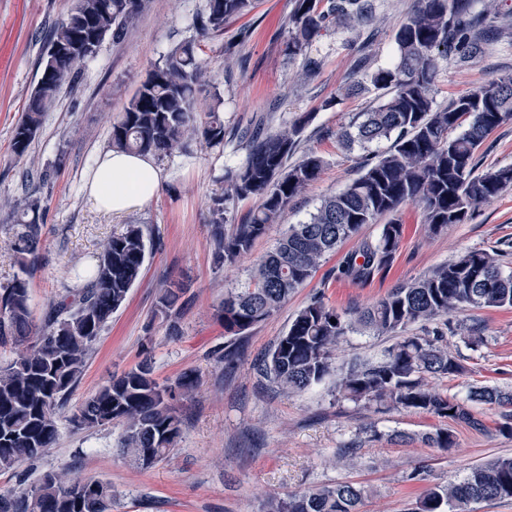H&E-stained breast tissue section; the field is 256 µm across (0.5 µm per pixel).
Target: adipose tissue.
<instances>
[{
  "label": "adipose tissue",
  "instance_id": "adipose-tissue-1",
  "mask_svg": "<svg viewBox=\"0 0 512 512\" xmlns=\"http://www.w3.org/2000/svg\"><path fill=\"white\" fill-rule=\"evenodd\" d=\"M165 179L154 157L111 150L102 155L89 181V196L102 211L128 213L149 203Z\"/></svg>",
  "mask_w": 512,
  "mask_h": 512
}]
</instances>
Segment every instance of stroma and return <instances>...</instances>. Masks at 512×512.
<instances>
[{
    "label": "stroma",
    "instance_id": "35a3bbf8",
    "mask_svg": "<svg viewBox=\"0 0 512 512\" xmlns=\"http://www.w3.org/2000/svg\"><path fill=\"white\" fill-rule=\"evenodd\" d=\"M206 4L149 0L126 38L119 43L105 40L77 83L61 91L45 114L28 161L14 156L13 131L38 80L45 36L66 15L71 0H0V199L29 191L45 207L39 262L32 275L35 320H42L49 302L75 285L76 271L94 263L112 232L139 224L150 241L140 283L105 326L60 412L56 442L42 456L0 473V491L36 484L48 473H66L111 483L112 512H264L269 497L351 482L368 490L361 512H411L417 488L406 477L414 467L427 466L428 483L457 482L473 465L512 455V438L459 427L456 448L448 453L418 443L400 444L392 441V434L429 431L438 427V419L339 399L330 378L286 396L256 364L315 295H323L339 312L362 308L398 284L474 250H506L504 268L512 271V189L482 205L469 222L451 225L436 236L429 234L417 205H403L402 240L386 269L362 282L337 277L345 254L359 242L378 239L381 224L364 225L277 314L247 336L225 333L216 309L226 291L244 287L252 262L215 264L208 203L219 192L226 167L245 161L247 146L232 141L204 151L195 144L188 153L163 160L166 180L159 194L140 210L112 216L92 205L88 181L100 155L110 148L113 119L152 66L185 40L197 41L210 75L196 112H207L218 96L229 128L252 127L263 116L275 127L309 116L299 151L322 158L321 174L257 241L253 254L261 256L288 225L307 220L325 197L341 192L361 174L369 152L344 148L337 134L374 104L375 95L346 94L345 83L349 76L365 73L357 50L364 39L372 41L371 66L397 63L395 33L412 0H378L370 27L332 26L296 56L287 50L292 0H255L247 16L227 23L223 33L203 38L195 21ZM310 58L317 67L305 79L301 73ZM508 73L512 30L506 28L468 66H460L453 52L440 59L436 103L445 106ZM475 162L481 171L512 164V121L487 137ZM33 163L49 169L47 181H27ZM172 279L183 281L187 299L175 336L154 315L158 292ZM468 315L484 324L485 342L472 349L459 337H449L466 371L439 383L460 399L472 386H512V308L472 309ZM392 343L391 337L369 330L351 333L333 363L377 359ZM230 345L236 356L228 364L224 351ZM145 359L162 383H173L190 368L200 375L195 393L174 402L184 422L181 437L163 461L147 469L122 456V425L78 430L70 421L101 384ZM353 440L359 448L353 465L346 466L338 456Z\"/></svg>",
    "mask_w": 512,
    "mask_h": 512
}]
</instances>
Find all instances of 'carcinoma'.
<instances>
[{"mask_svg":"<svg viewBox=\"0 0 512 512\" xmlns=\"http://www.w3.org/2000/svg\"><path fill=\"white\" fill-rule=\"evenodd\" d=\"M147 0H72L67 15L51 30L40 62V75L12 139L21 159L40 131L44 114L66 85L77 82L82 66L105 38L121 39L136 26ZM253 0H207L198 20L201 34L224 31V24L252 9ZM487 12L475 13L472 0H414L405 23L395 34L399 61L352 81L349 93L366 87L380 102L339 133L347 148H369L391 141L374 155L362 174L343 191L325 198L309 219L290 224L274 247L257 260L247 285L224 296L215 317L236 335L249 331L277 312L304 286L323 259L357 235L365 224L393 215L407 202L421 208L433 234L450 224L473 218L478 206L512 187V165L476 172L475 155L485 139L512 120V75H505L448 106H435L437 59L453 50L464 65L481 53L500 29L488 24ZM374 0H294L288 19V55L304 52L333 25L367 24ZM206 64L192 41L173 46L154 65L146 80L112 122L111 145L120 151L151 154L159 160L188 152L195 142L204 149L224 146L227 129L219 112L221 98L198 119L195 101L206 85ZM308 117L272 128L260 125L249 134L245 162L226 170L221 193L211 198L209 224L216 264H232L251 255L288 205L322 169L315 153L290 163ZM257 197L258 207L244 222L224 228L227 205ZM17 231L13 252L20 273L0 285V345L11 344V359L0 364V472L25 458H36L52 446L57 418L68 394L82 376L90 352L112 315L127 302L143 274L148 253L142 225L127 224L103 244L95 265L80 288H69L53 300L41 326L31 310V272L38 261L42 203L32 193L6 200ZM403 225H382L376 242L363 241L346 254L338 274L365 281L384 268L398 250ZM185 288L171 282L161 289L155 315L179 334ZM512 307V272L504 273L500 255L470 251L433 268L424 276L392 289L386 296L345 317L315 296L288 326V331L257 364L285 395L320 383L332 371L336 346L356 328L399 336L383 359L353 364L336 380V392L354 403L432 416L443 425L424 433L397 432L401 443L420 441L443 452L455 449L453 427L485 432L488 426L475 409L485 405L497 413L495 429L512 436V389L475 386L464 399L436 388L433 380L457 376L465 367L448 348V335L477 348L484 325L452 323L450 317L471 308ZM336 323H331V320ZM198 374L184 371L173 384H161L152 366L140 363L101 385L71 421L79 429L125 426L121 452L140 467L163 459L183 433V421L172 401L191 396ZM363 487L349 482L325 485L274 498L268 512H359ZM512 500V456L472 467L454 483L429 487L417 497L414 512H468L472 503ZM0 512H112V485L103 480H77L47 474L38 483L0 493Z\"/></svg>","mask_w":512,"mask_h":512,"instance_id":"cac0c4a2","label":"carcinoma"}]
</instances>
